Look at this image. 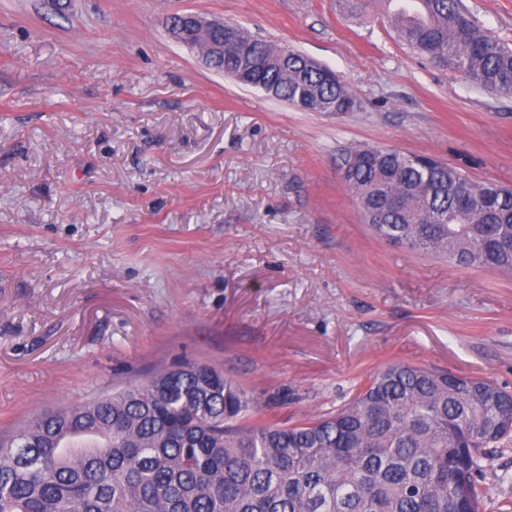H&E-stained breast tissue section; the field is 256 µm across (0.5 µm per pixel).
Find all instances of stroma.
I'll return each mask as SVG.
<instances>
[{
	"mask_svg": "<svg viewBox=\"0 0 512 512\" xmlns=\"http://www.w3.org/2000/svg\"><path fill=\"white\" fill-rule=\"evenodd\" d=\"M512 44V0H463ZM194 12L288 45L358 106L303 112L205 67ZM353 145L512 187V98L405 45L386 0H0V432L189 359L292 425L406 361L512 388V276L376 236ZM485 512L512 501V440Z\"/></svg>",
	"mask_w": 512,
	"mask_h": 512,
	"instance_id": "obj_1",
	"label": "stroma"
}]
</instances>
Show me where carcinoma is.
Here are the masks:
<instances>
[{
    "mask_svg": "<svg viewBox=\"0 0 512 512\" xmlns=\"http://www.w3.org/2000/svg\"><path fill=\"white\" fill-rule=\"evenodd\" d=\"M391 22L435 66L512 97V48L463 0H420ZM212 69L305 112H352L344 82L238 24ZM380 238L461 268L512 275V189L471 182L440 160L408 165L366 146L338 163ZM466 192L470 210L457 207ZM212 365L185 360L112 392L29 417L0 437V512H482L488 448L512 435V391L471 377L389 363L336 412L282 426Z\"/></svg>",
    "mask_w": 512,
    "mask_h": 512,
    "instance_id": "1",
    "label": "carcinoma"
}]
</instances>
